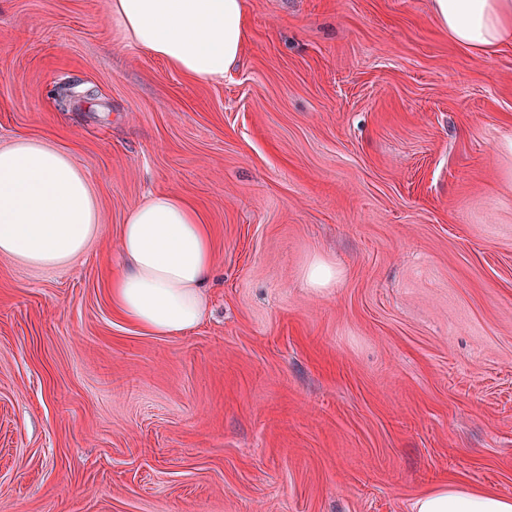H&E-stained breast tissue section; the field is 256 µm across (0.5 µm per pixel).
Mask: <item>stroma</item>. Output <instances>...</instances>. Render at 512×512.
<instances>
[{
	"label": "stroma",
	"mask_w": 512,
	"mask_h": 512,
	"mask_svg": "<svg viewBox=\"0 0 512 512\" xmlns=\"http://www.w3.org/2000/svg\"><path fill=\"white\" fill-rule=\"evenodd\" d=\"M246 12L209 83L110 0H0V147L69 152L101 217L66 266L0 256V512L512 496V47L460 51L431 0ZM161 191L214 244L206 314L173 336L108 295L127 211Z\"/></svg>",
	"instance_id": "stroma-1"
}]
</instances>
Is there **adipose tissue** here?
<instances>
[{
	"instance_id": "ef3b65f1",
	"label": "adipose tissue",
	"mask_w": 512,
	"mask_h": 512,
	"mask_svg": "<svg viewBox=\"0 0 512 512\" xmlns=\"http://www.w3.org/2000/svg\"><path fill=\"white\" fill-rule=\"evenodd\" d=\"M111 10L137 46L201 82L223 79L246 37L245 0H112ZM433 12L462 52L512 45V0H433ZM98 232L94 188L67 151L27 137L0 148L1 254L63 266ZM121 251L111 295L125 320L159 336L199 324L214 255L210 228L192 204L154 194L127 213ZM413 512H512V497L444 483L419 495Z\"/></svg>"
}]
</instances>
